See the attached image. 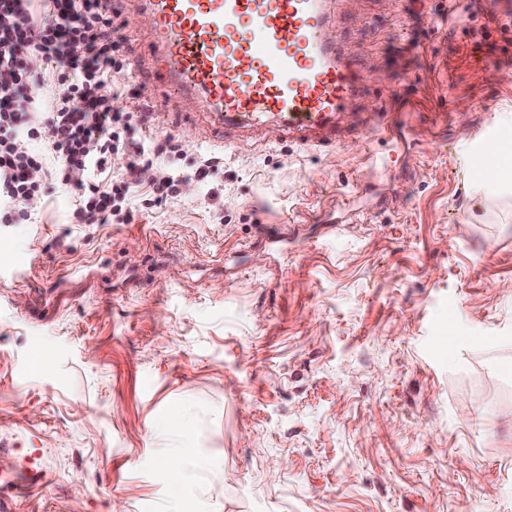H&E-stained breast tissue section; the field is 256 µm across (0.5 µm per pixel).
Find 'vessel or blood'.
<instances>
[{"mask_svg":"<svg viewBox=\"0 0 512 512\" xmlns=\"http://www.w3.org/2000/svg\"><path fill=\"white\" fill-rule=\"evenodd\" d=\"M157 80L229 130L275 121L304 147L336 145L362 75L341 48L331 0H144ZM48 480L35 460L0 477V507Z\"/></svg>","mask_w":512,"mask_h":512,"instance_id":"vessel-or-blood-1","label":"vessel or blood"}]
</instances>
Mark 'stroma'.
I'll return each instance as SVG.
<instances>
[{"instance_id": "obj_1", "label": "stroma", "mask_w": 512, "mask_h": 512, "mask_svg": "<svg viewBox=\"0 0 512 512\" xmlns=\"http://www.w3.org/2000/svg\"><path fill=\"white\" fill-rule=\"evenodd\" d=\"M467 5L338 0L363 96L320 151L169 100L112 0L120 111L224 167L160 204L141 179L128 224L61 192L0 224V470L49 477L13 512H512V173L476 189L467 151L512 138V0Z\"/></svg>"}]
</instances>
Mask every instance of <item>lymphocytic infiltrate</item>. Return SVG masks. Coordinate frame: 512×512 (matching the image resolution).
I'll list each match as a JSON object with an SVG mask.
<instances>
[{
  "label": "lymphocytic infiltrate",
  "mask_w": 512,
  "mask_h": 512,
  "mask_svg": "<svg viewBox=\"0 0 512 512\" xmlns=\"http://www.w3.org/2000/svg\"><path fill=\"white\" fill-rule=\"evenodd\" d=\"M117 49L110 0H0V71L10 75L0 82V224L20 223L59 187L73 194L72 223H129L149 169L154 202L176 197L184 174L159 160L180 157V140L151 134L146 112L117 111L128 69ZM33 54L68 72L52 97L26 65ZM116 154L127 164L114 175Z\"/></svg>",
  "instance_id": "obj_1"
}]
</instances>
